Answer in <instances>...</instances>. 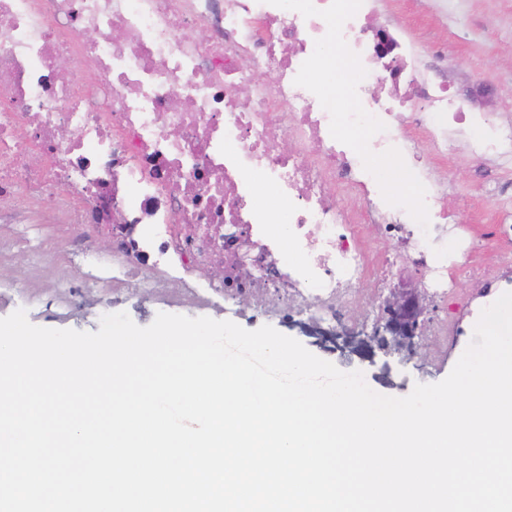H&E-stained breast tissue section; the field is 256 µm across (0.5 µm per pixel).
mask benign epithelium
I'll use <instances>...</instances> for the list:
<instances>
[{
  "label": "benign epithelium",
  "mask_w": 512,
  "mask_h": 512,
  "mask_svg": "<svg viewBox=\"0 0 512 512\" xmlns=\"http://www.w3.org/2000/svg\"><path fill=\"white\" fill-rule=\"evenodd\" d=\"M377 310L378 317L369 331L348 328L340 321L325 326L315 320L294 321L289 316L284 318V323L299 328L303 335L315 338L324 347L328 345L371 364L380 354L396 356L405 362L417 357L428 331L431 311L425 291L411 279L403 281L379 299Z\"/></svg>",
  "instance_id": "benign-epithelium-1"
}]
</instances>
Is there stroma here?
Listing matches in <instances>:
<instances>
[{
  "mask_svg": "<svg viewBox=\"0 0 512 512\" xmlns=\"http://www.w3.org/2000/svg\"><path fill=\"white\" fill-rule=\"evenodd\" d=\"M375 23L401 29L432 61L439 78L471 95L475 109L512 125V0H378ZM432 159L446 185L441 206L452 217L470 221L474 234L483 233L500 216L512 217V164L474 157L458 138L449 141L447 153ZM81 277L78 265L39 252L35 245L16 250L0 263V318L22 309L40 327L93 332L103 315L117 312L127 313L141 327L160 312L230 320L247 330L269 325L340 370L361 371L373 391L393 397L407 396L415 384L445 379L474 331L469 325L437 342L425 339L419 357L408 363L380 356L369 364L313 345L299 329L282 325V314L274 306L256 312L215 297L204 306L190 307L179 303L176 287L163 293L135 288L115 294L108 288L81 287Z\"/></svg>",
  "mask_w": 512,
  "mask_h": 512,
  "instance_id": "obj_1",
  "label": "stroma"
}]
</instances>
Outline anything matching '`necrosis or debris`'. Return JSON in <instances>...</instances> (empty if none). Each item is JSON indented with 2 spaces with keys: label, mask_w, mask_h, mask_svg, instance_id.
I'll return each instance as SVG.
<instances>
[{
  "label": "necrosis or debris",
  "mask_w": 512,
  "mask_h": 512,
  "mask_svg": "<svg viewBox=\"0 0 512 512\" xmlns=\"http://www.w3.org/2000/svg\"><path fill=\"white\" fill-rule=\"evenodd\" d=\"M376 0H0V202L54 190L67 235L38 245L82 258L87 288L120 294L179 283L201 306L230 297L256 310L276 297L322 319L386 288L397 246L412 250L439 299L473 255L512 243L499 222L472 236L440 207L441 185L409 135L435 150L454 138L512 160V129L467 109L415 64L404 32L379 54ZM272 67L268 82L257 74ZM377 82L392 101L367 95ZM291 147L282 150V139ZM387 159L411 198L388 191ZM273 187L263 204L257 182ZM134 230L104 255L86 243L116 222ZM216 269L196 283L199 268Z\"/></svg>",
  "instance_id": "obj_1"
}]
</instances>
